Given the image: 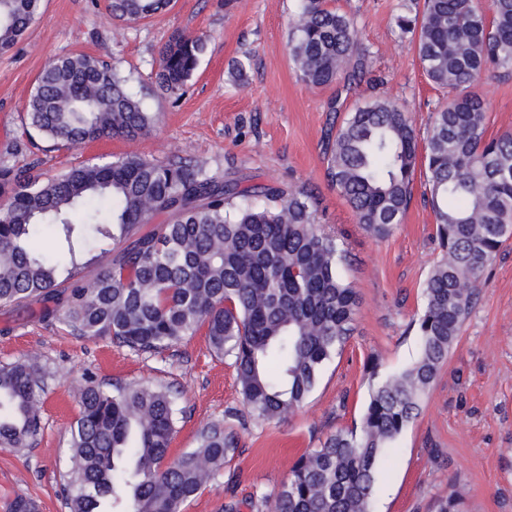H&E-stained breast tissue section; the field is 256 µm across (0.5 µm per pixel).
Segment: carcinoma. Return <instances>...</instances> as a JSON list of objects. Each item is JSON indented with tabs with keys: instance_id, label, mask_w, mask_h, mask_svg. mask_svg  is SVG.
<instances>
[{
	"instance_id": "obj_1",
	"label": "carcinoma",
	"mask_w": 512,
	"mask_h": 512,
	"mask_svg": "<svg viewBox=\"0 0 512 512\" xmlns=\"http://www.w3.org/2000/svg\"><path fill=\"white\" fill-rule=\"evenodd\" d=\"M173 0H108L109 18L137 22ZM42 0H0V53L35 23ZM399 29L411 34L427 78L448 90L424 144L399 104L379 99L329 128L326 177L377 239L391 235L425 175L441 256L416 320L418 359L382 377L368 370L369 400L357 431L339 430L300 456L274 493L273 512H370L385 450L422 400L471 312L477 283L512 237V133L489 137L473 88L512 66V0H423ZM205 36L176 34L160 51L159 89L179 99ZM290 55L307 86L354 93L368 54L353 20L327 0H301L290 21ZM113 64L78 53L41 71L25 126L56 149L101 139L134 140L156 116ZM316 197L230 178L196 159L165 162L129 153L44 177L0 165V307L24 308L75 336L158 354L205 331L207 346L234 361L249 414L280 419L302 407L325 364L354 332L359 298L339 274L347 254L316 222ZM108 255L103 262L100 256ZM47 373L38 361L0 364V448L23 453L41 432ZM69 512H183L224 471L238 445L221 422L172 459L177 408L169 389L107 387L87 375L74 388ZM435 512H464L448 489Z\"/></svg>"
}]
</instances>
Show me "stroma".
<instances>
[{
	"mask_svg": "<svg viewBox=\"0 0 512 512\" xmlns=\"http://www.w3.org/2000/svg\"><path fill=\"white\" fill-rule=\"evenodd\" d=\"M106 0H42L31 29L0 53V163L56 174L89 160L134 152L150 159L188 156L232 176L278 186H307L317 197L320 223L348 252L343 279L360 301L354 334L330 360L305 405L285 419H227L241 409L232 360L210 355L204 334L155 357L73 336L23 310L0 308V362L38 355L52 377L43 401V431L26 454L0 449V512L12 498L35 502L36 512H68L64 488L71 467L68 431L78 414L72 385L83 372L104 383L160 384L178 397L180 413L171 456L194 448L206 424L226 420L238 448L222 477L208 483L184 512H224L236 502L253 512L254 496L274 493L293 463L326 436L358 424L367 399V373L378 360L383 374L419 355L414 323L424 305V283L440 256L432 209L415 182L404 217L383 240L360 224L344 197L328 186L322 140L333 114L335 87L299 81L289 55V21L299 0H174L165 14L137 22L110 20ZM355 22L371 55L372 73L342 112L381 98L405 106L419 136L446 100L419 63L411 35L397 16L418 0H332ZM177 32L203 34L207 49L179 101L163 94L154 73L159 53ZM84 53L115 63L129 90L158 121L133 141L104 139L72 149L32 147L24 134L25 104L40 72L55 57ZM249 59L246 78L232 77ZM487 102V134L512 133V68L492 72L478 86ZM456 488L467 512H512V238L488 267L470 315L440 369L417 418L387 449L371 512H432Z\"/></svg>",
	"mask_w": 512,
	"mask_h": 512,
	"instance_id": "1",
	"label": "stroma"
}]
</instances>
